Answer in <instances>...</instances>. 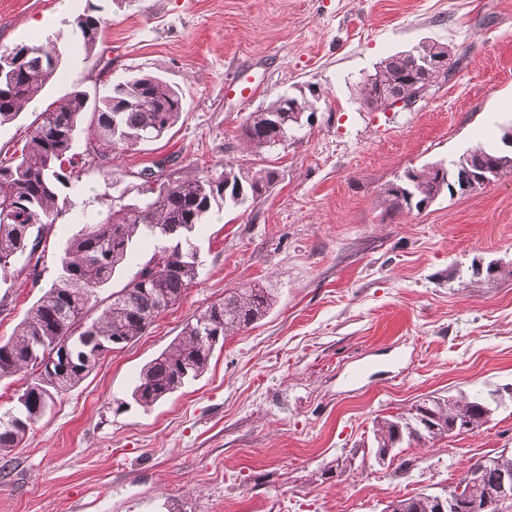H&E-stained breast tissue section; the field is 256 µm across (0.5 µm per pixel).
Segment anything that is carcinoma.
Listing matches in <instances>:
<instances>
[{"mask_svg":"<svg viewBox=\"0 0 512 512\" xmlns=\"http://www.w3.org/2000/svg\"><path fill=\"white\" fill-rule=\"evenodd\" d=\"M106 21L99 8L88 4L71 23L85 52H92L104 36ZM71 43L56 36L12 47L8 52H28L9 77H0V126L17 120L24 108L41 96L57 76ZM380 84L364 85L360 93L381 99V87L416 93L422 78L421 57L391 56L380 62ZM318 97L302 89L281 93L263 108L250 112L241 126L244 146L259 154L275 148L269 129L270 114L293 105L304 114L316 107ZM185 93L163 75L137 71L112 83L101 94L76 90L50 102L29 126L19 155L0 159V278H7L16 262L25 259L33 281L41 275L43 243L60 215L75 207L74 169L76 145L86 137V152L109 163L143 141L167 134L184 112ZM454 162L426 165L409 171L400 193H384L385 212H412L430 199L439 177H448ZM450 178V177H448ZM278 172L267 166L249 167L230 162L210 166L174 168L158 187L131 186L122 202L112 201L107 213L86 222L67 243L55 276L43 295L28 309L17 331L0 340V381L17 378L14 404L0 412V458L22 446L29 430L57 398L77 387L96 368L101 357L87 355L89 337L113 349V342L138 340L153 318L179 302L198 279L201 261L192 235L214 211L247 208L255 202L254 182L272 185ZM455 182L457 178L452 177ZM137 237L155 241L152 255L137 265L125 285L101 298L99 293L116 271L133 257ZM274 305L271 290L248 283L224 295L188 320L180 336L145 364L130 398L150 408L198 379L208 369L216 347L224 340L261 321ZM55 357L57 364L36 370L37 361ZM437 429H430L417 412L381 417L374 421L376 447L399 439L396 447L433 444L448 436V421L468 417L474 429L486 420L489 397L460 394L453 405L427 396ZM391 512H435L429 494L393 500Z\"/></svg>","mask_w":512,"mask_h":512,"instance_id":"obj_1","label":"carcinoma"}]
</instances>
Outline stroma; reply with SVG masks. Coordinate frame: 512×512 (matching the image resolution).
Masks as SVG:
<instances>
[{"label":"stroma","instance_id":"1","mask_svg":"<svg viewBox=\"0 0 512 512\" xmlns=\"http://www.w3.org/2000/svg\"><path fill=\"white\" fill-rule=\"evenodd\" d=\"M90 3L104 37L63 58L47 98L138 69L186 92L165 137L117 158L125 174L163 160L253 163L239 140L248 113L299 85L321 99L310 124L266 153L273 188L195 227L196 284L13 451L0 512H383L512 450L509 400L475 432L403 449L416 460L408 472L372 453L375 418L428 395L512 387V175L420 213L378 204L405 170L499 145L512 126V0H0V46L70 36ZM425 41L448 45L450 77L412 108L364 107L365 76ZM229 81L256 98L225 93ZM77 190L102 199L54 224L39 281L0 279V339L49 287L66 241L122 188L89 161ZM247 281L272 288L270 313L172 397L129 403L140 369ZM349 456L358 469L337 476Z\"/></svg>","mask_w":512,"mask_h":512}]
</instances>
